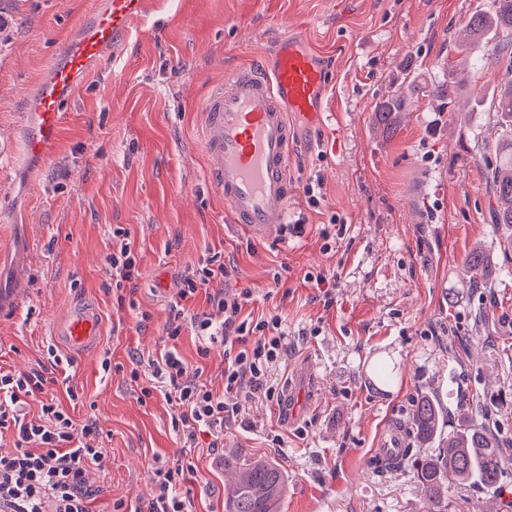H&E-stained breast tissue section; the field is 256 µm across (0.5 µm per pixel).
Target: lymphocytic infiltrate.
Segmentation results:
<instances>
[{
  "instance_id": "f902f5d3",
  "label": "lymphocytic infiltrate",
  "mask_w": 512,
  "mask_h": 512,
  "mask_svg": "<svg viewBox=\"0 0 512 512\" xmlns=\"http://www.w3.org/2000/svg\"><path fill=\"white\" fill-rule=\"evenodd\" d=\"M109 274L124 304L126 287L140 275L139 255L123 228L112 232V251L107 257ZM228 270L219 255L200 260L181 280L166 325L170 346L159 358L149 360L150 374L132 368V380H143L142 399L162 396L179 410L172 427L185 447L198 445L202 436L224 424L238 421L245 400L277 397L270 372L288 351V330L280 315L260 318L244 314L251 294L210 297L207 311L190 310L189 301L207 282ZM199 340L197 353L206 356L210 344L224 346V385L221 390L203 381L202 370L188 372L175 343L183 329ZM46 379L35 371L20 376L0 372V429L13 428L16 451L0 457V512H90L84 489L87 465L99 463L101 451L83 444L90 426L76 428L70 414L55 397L45 393ZM39 397L41 419L27 420V400ZM183 463H167L155 470V491L149 512H190L179 487L185 479Z\"/></svg>"
}]
</instances>
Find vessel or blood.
Returning <instances> with one entry per match:
<instances>
[{
    "label": "vessel or blood",
    "mask_w": 512,
    "mask_h": 512,
    "mask_svg": "<svg viewBox=\"0 0 512 512\" xmlns=\"http://www.w3.org/2000/svg\"><path fill=\"white\" fill-rule=\"evenodd\" d=\"M154 8L153 0H97L37 88V120L28 142L32 153L43 154L55 141L88 65L116 49ZM329 86L312 45L298 34L286 33L267 60L226 73L204 96L200 112L203 147L211 160L210 184L235 224L251 238H267L287 223L298 130L322 124ZM59 334L76 349L97 345L96 313L74 309ZM405 446V429L393 420L386 424L374 453L398 460Z\"/></svg>",
    "instance_id": "b4317fda"
}]
</instances>
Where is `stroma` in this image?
<instances>
[{"mask_svg": "<svg viewBox=\"0 0 512 512\" xmlns=\"http://www.w3.org/2000/svg\"><path fill=\"white\" fill-rule=\"evenodd\" d=\"M95 4L0 6V142L12 147L0 157V291L20 299L0 319V370L41 371L75 426L95 423L88 441L103 458L87 475L93 512L120 501L149 512L160 459L194 466L181 488L194 512H224V458L239 448L287 472L282 512H423L411 464L373 463L386 422L410 418L424 392L445 406L463 388L512 390V246L491 222L486 181L507 133L492 107L502 70L493 44L463 51L454 41L492 0H164L118 59L87 68L50 156L33 157L23 143L38 84ZM288 30L331 72L328 105L323 128L303 131L295 148L288 218L301 229L254 240L207 180L198 108L225 72L268 57ZM405 78L415 91L388 134L374 125V107ZM441 84L447 97L434 93ZM312 178L322 183L315 207L304 191ZM334 215L339 225H330ZM119 227L140 257L133 309H118L107 269ZM476 246L495 274L488 288L463 274ZM217 252L228 274L191 307L251 291L253 316L285 318L288 352L273 369L278 399L245 402L241 421L187 448L172 428L176 408L159 396L140 402L125 366L132 353L156 358L168 348L181 275ZM310 273L335 279L332 304ZM452 290L458 303L448 301ZM76 305L99 313L104 338L71 354L55 331ZM51 345L69 355V370L52 367ZM177 345L221 388V344L204 358L190 333ZM107 356L123 371L103 374ZM381 361L395 371L392 385L374 375ZM70 385L81 401L69 400ZM447 504V512H512V459L497 488L452 484Z\"/></svg>", "mask_w": 512, "mask_h": 512, "instance_id": "obj_1", "label": "stroma"}]
</instances>
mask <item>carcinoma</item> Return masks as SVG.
Listing matches in <instances>:
<instances>
[{"label": "carcinoma", "instance_id": "1", "mask_svg": "<svg viewBox=\"0 0 512 512\" xmlns=\"http://www.w3.org/2000/svg\"><path fill=\"white\" fill-rule=\"evenodd\" d=\"M489 35L498 40L495 50L506 60L505 82L498 90L494 108L512 128V0H493L492 12L472 15L457 40L468 43ZM409 92V85L393 90L376 108L375 123L386 130L395 128ZM489 185L496 200L494 224L512 227V133L495 148L494 161L489 163ZM465 264L472 285L488 282V258L483 250L471 251ZM445 422L449 428L446 436L442 434ZM410 428L417 441L437 442L433 455L412 461L414 477L432 505L429 512H445L450 481L497 487L505 461L504 447L511 448L512 444H504L491 428L471 416L443 420L438 404L428 395L417 399ZM224 470L234 473L224 512H280L287 476L275 461L256 459L242 449L224 457Z\"/></svg>", "mask_w": 512, "mask_h": 512}]
</instances>
